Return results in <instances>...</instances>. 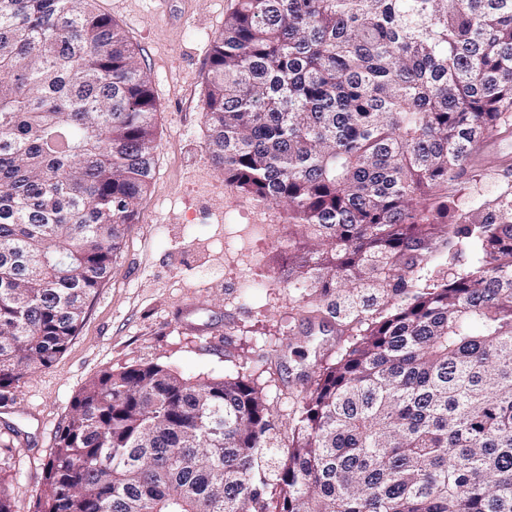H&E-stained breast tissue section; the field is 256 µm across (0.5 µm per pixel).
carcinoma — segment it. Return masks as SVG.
Here are the masks:
<instances>
[{
  "label": "carcinoma",
  "mask_w": 512,
  "mask_h": 512,
  "mask_svg": "<svg viewBox=\"0 0 512 512\" xmlns=\"http://www.w3.org/2000/svg\"><path fill=\"white\" fill-rule=\"evenodd\" d=\"M94 0H0V402L67 349L154 177L156 101ZM224 183L361 292L288 448L262 389L138 363L75 397L35 512H512V0H237L204 76ZM472 260L420 288L442 247ZM409 298L381 312L378 296ZM479 155L488 170L483 192L486 196H491L507 175L506 166L512 164V136L492 139L481 144Z\"/></svg>",
  "instance_id": "1"
}]
</instances>
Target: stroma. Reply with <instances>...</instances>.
<instances>
[{"label":"stroma","mask_w":512,"mask_h":512,"mask_svg":"<svg viewBox=\"0 0 512 512\" xmlns=\"http://www.w3.org/2000/svg\"><path fill=\"white\" fill-rule=\"evenodd\" d=\"M140 52L158 103L155 178L137 223L125 230L111 278L66 351L26 376L0 404V490L13 512H33L43 467L74 397L101 370L167 364L187 377H258L276 425L292 435L293 410L320 363L349 342L338 321L308 315V295L273 280L310 239L286 205L231 189L206 149L203 76L211 40L235 0H96ZM485 195L512 164V136L481 144Z\"/></svg>","instance_id":"stroma-1"}]
</instances>
